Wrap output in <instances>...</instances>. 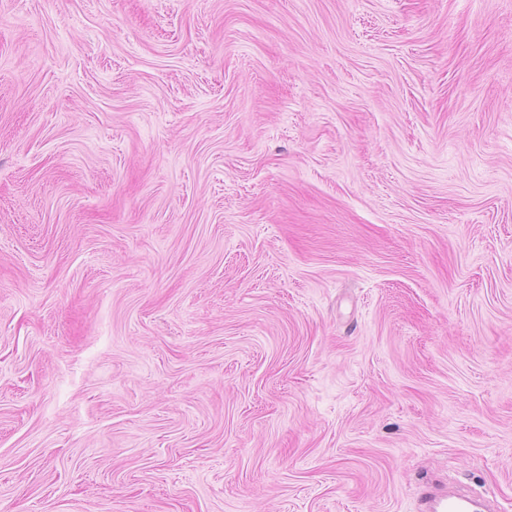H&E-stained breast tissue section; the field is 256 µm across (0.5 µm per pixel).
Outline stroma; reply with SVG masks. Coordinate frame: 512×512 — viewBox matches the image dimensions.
I'll use <instances>...</instances> for the list:
<instances>
[{
    "label": "stroma",
    "mask_w": 512,
    "mask_h": 512,
    "mask_svg": "<svg viewBox=\"0 0 512 512\" xmlns=\"http://www.w3.org/2000/svg\"><path fill=\"white\" fill-rule=\"evenodd\" d=\"M512 512V0H0V512ZM480 507L478 500L448 494V491L431 482L423 486L419 498L420 512H476Z\"/></svg>",
    "instance_id": "35a3bbf8"
}]
</instances>
